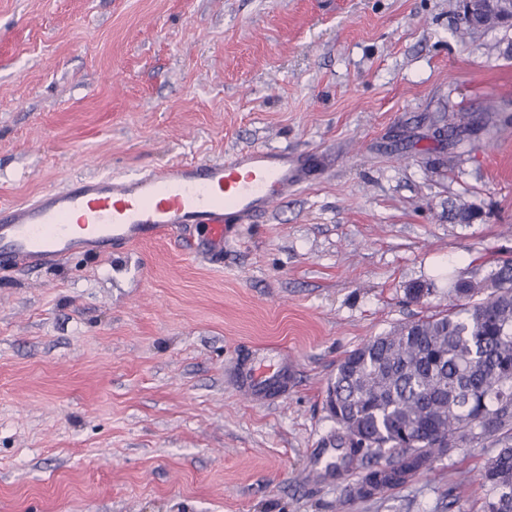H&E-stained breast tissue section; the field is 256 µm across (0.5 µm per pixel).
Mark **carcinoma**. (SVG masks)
I'll return each instance as SVG.
<instances>
[{"mask_svg": "<svg viewBox=\"0 0 512 512\" xmlns=\"http://www.w3.org/2000/svg\"><path fill=\"white\" fill-rule=\"evenodd\" d=\"M456 308L399 326L347 354L333 415L349 451L372 467L360 493L400 484L469 439L512 431V264L480 281L451 279ZM385 458L376 468L374 460ZM485 512H512V444L483 471Z\"/></svg>", "mask_w": 512, "mask_h": 512, "instance_id": "carcinoma-1", "label": "carcinoma"}]
</instances>
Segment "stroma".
<instances>
[{
	"label": "stroma",
	"mask_w": 512,
	"mask_h": 512,
	"mask_svg": "<svg viewBox=\"0 0 512 512\" xmlns=\"http://www.w3.org/2000/svg\"><path fill=\"white\" fill-rule=\"evenodd\" d=\"M459 12L0 0V204L253 147L316 159L220 259L183 234L0 276V512H484L500 435L363 497L325 406L345 355L512 258V29L464 37ZM452 112L487 128L443 137ZM273 347L292 389L245 398L230 365Z\"/></svg>",
	"instance_id": "stroma-1"
}]
</instances>
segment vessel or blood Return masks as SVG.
<instances>
[{"mask_svg": "<svg viewBox=\"0 0 512 512\" xmlns=\"http://www.w3.org/2000/svg\"><path fill=\"white\" fill-rule=\"evenodd\" d=\"M311 155L253 148L220 162L170 163L132 178H80L62 191L0 204V272L42 269L82 253L108 255L163 235L195 229L217 258L237 225L254 223L305 183ZM240 393L255 400L287 396L288 374L255 362L233 370Z\"/></svg>", "mask_w": 512, "mask_h": 512, "instance_id": "1", "label": "vessel or blood"}]
</instances>
